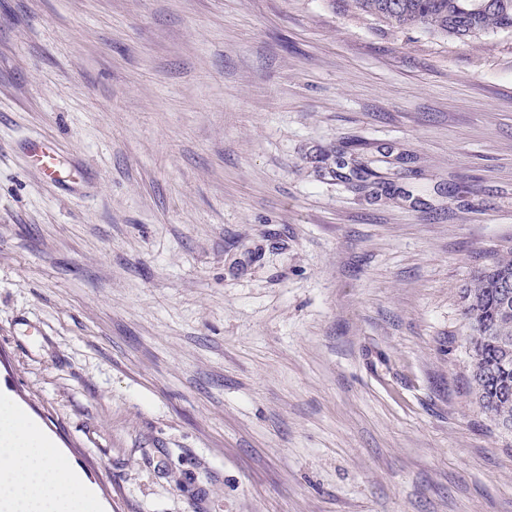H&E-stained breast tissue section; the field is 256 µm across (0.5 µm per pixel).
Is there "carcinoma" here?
I'll list each match as a JSON object with an SVG mask.
<instances>
[{
	"mask_svg": "<svg viewBox=\"0 0 512 512\" xmlns=\"http://www.w3.org/2000/svg\"><path fill=\"white\" fill-rule=\"evenodd\" d=\"M355 12L396 29L420 27L436 37L476 38L512 31V0H348ZM512 249L474 273L463 289L472 393L499 425H512Z\"/></svg>",
	"mask_w": 512,
	"mask_h": 512,
	"instance_id": "carcinoma-1",
	"label": "carcinoma"
}]
</instances>
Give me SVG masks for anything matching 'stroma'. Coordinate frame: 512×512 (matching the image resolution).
Returning <instances> with one entry per match:
<instances>
[{"instance_id": "stroma-1", "label": "stroma", "mask_w": 512, "mask_h": 512, "mask_svg": "<svg viewBox=\"0 0 512 512\" xmlns=\"http://www.w3.org/2000/svg\"><path fill=\"white\" fill-rule=\"evenodd\" d=\"M511 245L512 31L0 0V390L100 512H512L462 315ZM29 156L37 171L46 179L55 180L58 154L49 141L38 140L30 145Z\"/></svg>"}]
</instances>
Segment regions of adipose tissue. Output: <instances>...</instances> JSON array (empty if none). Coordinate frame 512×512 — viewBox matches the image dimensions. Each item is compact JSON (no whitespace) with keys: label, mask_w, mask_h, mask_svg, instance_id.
<instances>
[{"label":"adipose tissue","mask_w":512,"mask_h":512,"mask_svg":"<svg viewBox=\"0 0 512 512\" xmlns=\"http://www.w3.org/2000/svg\"><path fill=\"white\" fill-rule=\"evenodd\" d=\"M92 488L10 398L0 397V512H96Z\"/></svg>","instance_id":"adipose-tissue-1"}]
</instances>
